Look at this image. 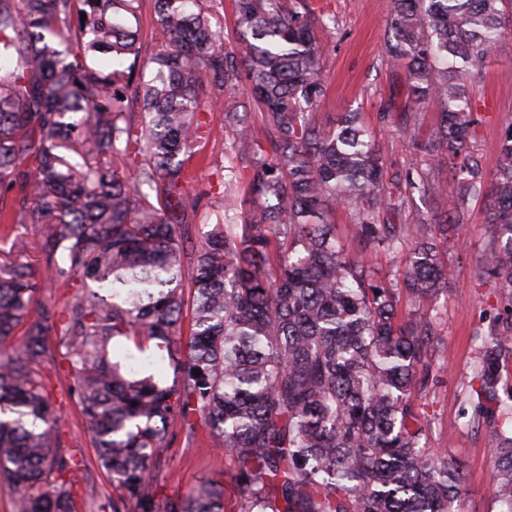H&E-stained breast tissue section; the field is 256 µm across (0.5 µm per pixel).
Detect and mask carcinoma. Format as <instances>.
<instances>
[{
    "mask_svg": "<svg viewBox=\"0 0 512 512\" xmlns=\"http://www.w3.org/2000/svg\"><path fill=\"white\" fill-rule=\"evenodd\" d=\"M221 7L154 0L143 59L140 0H0V189H24L0 213L11 240L0 264V483L16 492L13 512H85V462L60 431L56 381L109 478L111 512H456L462 467L428 448L446 248L426 229L440 224L453 240L483 195L482 274L508 303L484 310L461 416L490 431L496 501L512 512V123L486 169L473 86L512 25V0H387L383 57L404 86L376 116L425 162L393 171L364 113L320 119V34L335 13L233 0L229 52L213 24ZM428 108L439 118L422 143ZM206 112L248 154L235 177L257 209L244 217L223 200L197 249L185 227L201 201L190 183L205 163ZM440 165L448 179L430 181ZM386 182L447 208L395 224L405 197ZM339 209L364 246L397 256L411 245L396 284L348 254ZM14 224L40 225L39 238ZM31 251L52 283L78 292L39 300ZM200 427L224 449L230 507L211 480L163 493L173 444Z\"/></svg>",
    "mask_w": 512,
    "mask_h": 512,
    "instance_id": "obj_1",
    "label": "carcinoma"
}]
</instances>
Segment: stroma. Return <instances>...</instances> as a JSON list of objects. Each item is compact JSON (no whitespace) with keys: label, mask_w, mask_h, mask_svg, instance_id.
I'll list each match as a JSON object with an SVG mask.
<instances>
[{"label":"stroma","mask_w":512,"mask_h":512,"mask_svg":"<svg viewBox=\"0 0 512 512\" xmlns=\"http://www.w3.org/2000/svg\"><path fill=\"white\" fill-rule=\"evenodd\" d=\"M326 10L340 20L336 33L325 40V77L328 94L320 117L333 124L350 107L377 112L399 78L392 75L381 57L387 29L385 0H322ZM480 91V120L477 149L487 168L497 161V139L502 127L512 122V31L505 32L489 64L475 79ZM209 136L201 153L208 160L202 172L200 190L205 191L197 216L188 226L193 241H200L205 225L215 223L214 207L223 195H234L239 209L252 210L242 183L233 177L241 167L239 146L221 124L218 115H206ZM486 198L473 202L465 224L460 227L461 241L449 246L447 288L440 299L436 318L442 338L438 358L437 381L427 393L433 420L428 431L433 448L451 447L467 476V493L461 501L463 512H498L491 482L493 462L491 437L482 428L467 426L460 416L472 376L473 334L481 329L483 309L490 299L491 287L481 273L482 258L488 244L489 228L484 224ZM55 395L63 410L60 430L65 439L81 452L86 475L80 485L87 498L89 512H104L109 479L97 467L96 450L81 429L78 408L69 402L63 387ZM166 494L183 493L203 480L223 482L226 501H234L236 489L226 476L228 468L222 449L177 440L170 452Z\"/></svg>","instance_id":"obj_1"}]
</instances>
